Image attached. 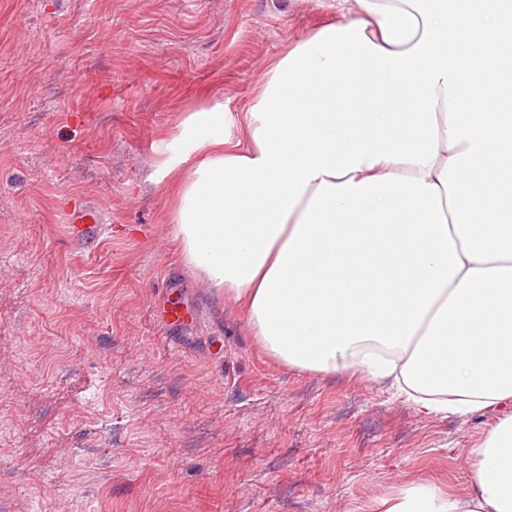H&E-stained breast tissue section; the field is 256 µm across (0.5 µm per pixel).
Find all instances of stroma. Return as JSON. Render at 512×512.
<instances>
[{"instance_id": "obj_1", "label": "stroma", "mask_w": 512, "mask_h": 512, "mask_svg": "<svg viewBox=\"0 0 512 512\" xmlns=\"http://www.w3.org/2000/svg\"><path fill=\"white\" fill-rule=\"evenodd\" d=\"M336 0H0V512H380L473 489L496 422L269 361L175 262L154 181L180 117L226 139L268 66ZM91 205L107 232L73 244ZM177 288L199 321L163 328Z\"/></svg>"}]
</instances>
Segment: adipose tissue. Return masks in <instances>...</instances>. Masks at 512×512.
Returning a JSON list of instances; mask_svg holds the SVG:
<instances>
[{"label": "adipose tissue", "mask_w": 512, "mask_h": 512, "mask_svg": "<svg viewBox=\"0 0 512 512\" xmlns=\"http://www.w3.org/2000/svg\"><path fill=\"white\" fill-rule=\"evenodd\" d=\"M269 68L229 143L185 113L156 162L178 260L271 361L496 411L474 490L385 512H512V0H338Z\"/></svg>", "instance_id": "adipose-tissue-1"}]
</instances>
